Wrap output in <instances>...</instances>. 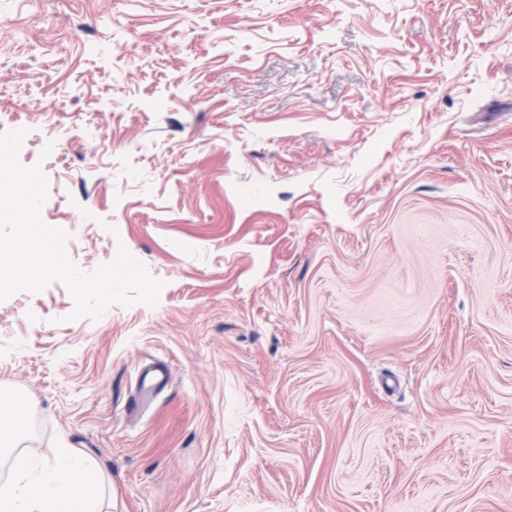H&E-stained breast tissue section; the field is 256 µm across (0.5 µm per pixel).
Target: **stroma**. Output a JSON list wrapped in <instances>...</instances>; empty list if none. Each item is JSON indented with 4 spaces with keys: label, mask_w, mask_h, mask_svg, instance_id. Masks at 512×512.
I'll return each mask as SVG.
<instances>
[{
    "label": "stroma",
    "mask_w": 512,
    "mask_h": 512,
    "mask_svg": "<svg viewBox=\"0 0 512 512\" xmlns=\"http://www.w3.org/2000/svg\"><path fill=\"white\" fill-rule=\"evenodd\" d=\"M19 128L164 287L0 301L18 450L102 512H512V0H0Z\"/></svg>",
    "instance_id": "1"
}]
</instances>
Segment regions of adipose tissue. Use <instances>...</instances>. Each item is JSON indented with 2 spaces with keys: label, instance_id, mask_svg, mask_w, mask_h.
Masks as SVG:
<instances>
[{
  "label": "adipose tissue",
  "instance_id": "ef3b65f1",
  "mask_svg": "<svg viewBox=\"0 0 512 512\" xmlns=\"http://www.w3.org/2000/svg\"><path fill=\"white\" fill-rule=\"evenodd\" d=\"M18 426L0 418V454L12 456L13 479L0 482V512H97L98 466L75 448L54 449L51 457L16 452Z\"/></svg>",
  "mask_w": 512,
  "mask_h": 512
}]
</instances>
